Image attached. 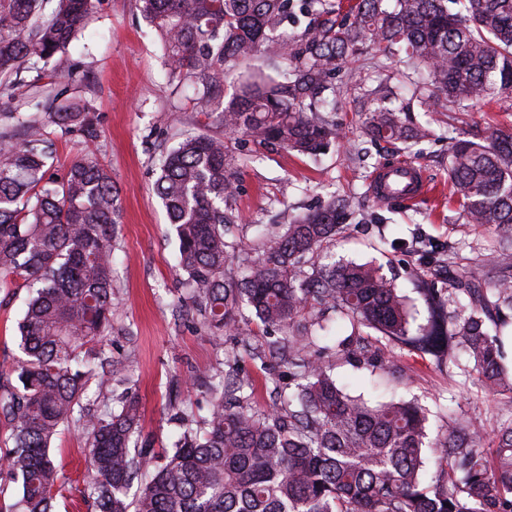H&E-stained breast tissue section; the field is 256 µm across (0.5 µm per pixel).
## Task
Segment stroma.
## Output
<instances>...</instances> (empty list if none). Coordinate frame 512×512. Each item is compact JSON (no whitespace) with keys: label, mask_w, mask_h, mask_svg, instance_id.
<instances>
[{"label":"stroma","mask_w":512,"mask_h":512,"mask_svg":"<svg viewBox=\"0 0 512 512\" xmlns=\"http://www.w3.org/2000/svg\"><path fill=\"white\" fill-rule=\"evenodd\" d=\"M423 78V71L401 54L380 71L366 61H351L339 73L336 94L329 100L342 128L341 142L331 144L315 160L285 152L256 154L250 144H242L246 162L227 204L240 218L234 235L254 245L264 232L291 222L319 198L358 197L363 205L337 241V256L382 265L400 294L423 309L413 273L415 259L391 249L389 239H406L419 231L434 240L452 238L492 248L497 229L461 223L451 200L448 143L464 128L512 133V98L474 107L461 126L433 113V136L414 146L413 162L435 186V194L416 205L375 201L369 182L393 147L370 142L366 136L357 90L384 80L399 85L402 100L408 103ZM66 102L86 104L97 137L88 142L80 133L49 126L54 172L63 173L77 152L88 147L111 171L120 194L122 222L114 271L118 295L112 305L114 331L108 348L114 361L132 369L129 394L140 404L142 437L153 439L156 447L170 448L180 432L171 403L189 400L200 414H207L208 391L222 380L228 356L237 359L241 379L253 384L255 406L266 407L267 378H278L284 386L288 374L275 360L253 355V346L265 343L270 335L250 310L242 312L238 335L225 337L219 346L207 335L200 316L181 318L176 313L184 290L176 238L154 192L158 163L182 135L216 133L220 127L195 111L191 88L169 82L161 39L138 12L135 0H105L66 53L0 76V132L17 133L15 114L43 112ZM26 295L23 289L11 295L0 289V363L11 362L19 353L17 322ZM334 374L351 394H364L374 402L418 400L430 412L429 434L434 438L447 435L452 415L481 421L490 436L505 416L501 396L483 382L449 376L447 368L405 349L392 351L385 373L373 376L340 365ZM54 455L68 476L83 480L86 451L80 432H63L54 444Z\"/></svg>","instance_id":"obj_1"}]
</instances>
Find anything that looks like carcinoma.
Wrapping results in <instances>:
<instances>
[{"instance_id":"obj_1","label":"carcinoma","mask_w":512,"mask_h":512,"mask_svg":"<svg viewBox=\"0 0 512 512\" xmlns=\"http://www.w3.org/2000/svg\"><path fill=\"white\" fill-rule=\"evenodd\" d=\"M0 0V74L66 52L102 0ZM157 30L168 79L194 88L206 113L224 66L262 55L276 76L247 72L224 106V131L267 152L315 158L340 132L324 92L349 59L379 66L402 51L427 75L417 96L425 112H466L512 98V0H136ZM304 28L281 39L286 22ZM388 86L360 96L366 135L407 148L431 131L408 107L390 108ZM79 128L86 113L66 106L23 120V138L0 136V282L28 296L18 322L21 356L0 366V458L15 499L9 512H53L77 491L93 512H512V417L484 446L481 424L448 421L428 438V410L407 401L370 403L337 384L333 369L386 370L384 353L352 349L356 330L382 334L438 363H452L501 389L512 413V368L503 331L512 327V133L472 131L448 144V182L463 222L494 226L498 246L480 276L455 240L402 243L416 258L425 323L412 328L406 300L379 266L326 262L354 215L330 195L253 248L226 237L224 203L237 189L240 159L220 134L189 136L167 149L155 192L176 236L190 303L219 343L239 330L243 308L279 333L269 354L288 369V390L252 406L238 362L210 391L211 411L178 408L172 451L153 462L138 441L140 408L112 402L132 376L102 348L112 336V254L121 221L119 192L94 153L83 149L61 177L49 174L46 128ZM351 333L329 341L327 314ZM98 350H93V347ZM467 355L472 365L456 362ZM102 391L83 401L88 382ZM64 429L85 439L88 477L73 485L52 453ZM135 495H129L132 486Z\"/></svg>"}]
</instances>
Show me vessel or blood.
I'll return each instance as SVG.
<instances>
[{
  "instance_id": "obj_1",
  "label": "vessel or blood",
  "mask_w": 512,
  "mask_h": 512,
  "mask_svg": "<svg viewBox=\"0 0 512 512\" xmlns=\"http://www.w3.org/2000/svg\"><path fill=\"white\" fill-rule=\"evenodd\" d=\"M433 193L423 171L410 162L378 168L371 179L370 194L382 203L398 201L417 204Z\"/></svg>"
}]
</instances>
